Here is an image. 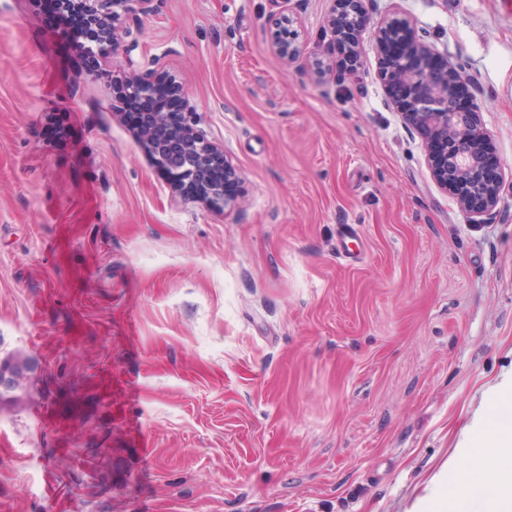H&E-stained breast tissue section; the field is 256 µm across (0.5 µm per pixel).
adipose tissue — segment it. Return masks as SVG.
I'll return each instance as SVG.
<instances>
[{"label": "adipose tissue", "mask_w": 512, "mask_h": 512, "mask_svg": "<svg viewBox=\"0 0 512 512\" xmlns=\"http://www.w3.org/2000/svg\"><path fill=\"white\" fill-rule=\"evenodd\" d=\"M494 479L491 491L483 499L481 512H512V432L493 431L484 436L481 448L471 455L467 475L481 482L484 470Z\"/></svg>", "instance_id": "obj_1"}]
</instances>
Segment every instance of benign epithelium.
Returning a JSON list of instances; mask_svg holds the SVG:
<instances>
[{"instance_id":"7a95c632","label":"benign epithelium","mask_w":512,"mask_h":512,"mask_svg":"<svg viewBox=\"0 0 512 512\" xmlns=\"http://www.w3.org/2000/svg\"><path fill=\"white\" fill-rule=\"evenodd\" d=\"M151 0H77L96 11L101 19L117 20V16L139 18L149 12ZM366 0H334L328 25L339 38L345 36L353 50L360 49V35L366 27ZM405 34L399 51L386 67V88L408 125L423 140L428 164L434 181L458 201L471 219H487L495 209L502 181L500 161L495 148L484 131L475 84L461 70L446 65L434 66L433 52L416 36L413 23L407 19L388 22L375 31L378 51H383L398 34ZM273 47L286 58L298 53L292 38L282 35L280 23L268 31ZM177 136L183 150L180 175L201 185L202 197L222 203L224 208L235 207L237 196L226 192L224 182L212 178V170L220 166L226 177L240 180L225 151L206 142L197 129V112L185 105ZM166 130V116L154 112L150 125L141 135L156 143L159 160L168 152L157 143V133ZM21 374L7 363L0 364V393L16 389Z\"/></svg>"}]
</instances>
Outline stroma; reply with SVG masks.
<instances>
[{"instance_id":"35a3bbf8","label":"stroma","mask_w":512,"mask_h":512,"mask_svg":"<svg viewBox=\"0 0 512 512\" xmlns=\"http://www.w3.org/2000/svg\"><path fill=\"white\" fill-rule=\"evenodd\" d=\"M333 6L153 0L94 68L0 0V360L31 364L0 401V512H477L449 460L512 403V0L366 4L476 84L483 222L433 181L371 29L316 78ZM116 75L175 80L234 211L176 188Z\"/></svg>"}]
</instances>
